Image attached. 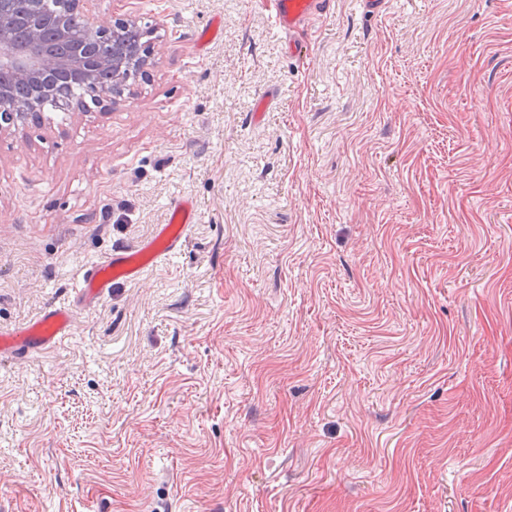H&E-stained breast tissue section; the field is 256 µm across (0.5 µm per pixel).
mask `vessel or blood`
Segmentation results:
<instances>
[{
	"label": "vessel or blood",
	"mask_w": 512,
	"mask_h": 512,
	"mask_svg": "<svg viewBox=\"0 0 512 512\" xmlns=\"http://www.w3.org/2000/svg\"><path fill=\"white\" fill-rule=\"evenodd\" d=\"M265 6L290 53L301 58L307 54L309 27L328 13L330 0H265ZM198 218L194 200L171 202L166 223L156 225L152 234L136 247L113 249L105 260L85 267L77 287L79 305H97L110 294L116 282L141 280L150 267L181 250L188 230ZM75 308L51 305L30 320L1 329L0 364L61 343L72 332Z\"/></svg>",
	"instance_id": "1"
}]
</instances>
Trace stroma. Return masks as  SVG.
<instances>
[{
  "label": "stroma",
  "instance_id": "1",
  "mask_svg": "<svg viewBox=\"0 0 512 512\" xmlns=\"http://www.w3.org/2000/svg\"><path fill=\"white\" fill-rule=\"evenodd\" d=\"M94 7L154 64L0 131V329L200 218L0 367V512H512V0ZM330 0H266L263 1L274 21L277 33L288 42V50L298 58L308 49L311 23L326 15ZM199 218L198 206L193 199H177L168 207L166 224L155 226L152 234L134 248H115L101 262L84 268L77 287L82 307L95 306L104 300L119 281L141 280L145 272L163 258L179 252L187 232Z\"/></svg>",
  "mask_w": 512,
  "mask_h": 512
}]
</instances>
